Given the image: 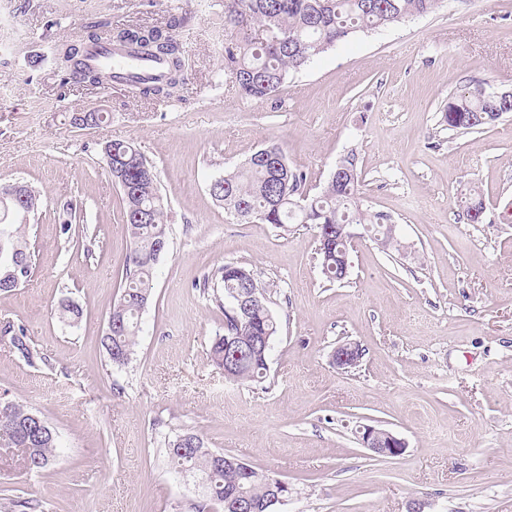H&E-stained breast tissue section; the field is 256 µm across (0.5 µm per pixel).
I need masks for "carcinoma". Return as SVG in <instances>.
<instances>
[{
  "label": "carcinoma",
  "instance_id": "cac0c4a2",
  "mask_svg": "<svg viewBox=\"0 0 512 512\" xmlns=\"http://www.w3.org/2000/svg\"><path fill=\"white\" fill-rule=\"evenodd\" d=\"M440 0H224V69L238 91L255 102L274 101L290 72L311 63L317 56L359 33L386 28L409 18L435 11ZM187 16H173L165 26L129 25L95 31L89 40H107L133 46L167 61L166 74L151 84H130L139 97L165 100L188 81L187 46L177 30ZM85 48L68 47L75 63L59 62L55 72L60 86L87 82L94 70L84 63ZM512 114V92L495 93L493 85L478 81L468 90L448 97L442 122L457 133L483 129ZM112 179L121 192L124 224L130 241L124 285L109 314L102 346L112 366L127 365L135 354L140 318L153 295L155 266L161 255L159 243L168 244L165 224L167 200L158 186L154 167L133 143L112 140ZM307 174L293 167L281 144L266 143L237 170L211 183L210 194L237 220L251 219L288 230L290 224L317 228L316 254L321 273L329 282H341L348 270L346 231L351 224H367L383 247L399 250L400 242L389 227L390 218L361 208L357 167L331 178L323 191L310 198L304 194ZM24 200L13 207L15 218L0 222V292L22 286L23 273H32L35 255L24 239L26 216L39 206L35 190L25 184ZM485 204L477 192L465 200L462 219L484 223ZM217 287L233 300L224 309V334L214 338L210 361L230 381L259 382L268 371L267 352L254 345L259 336L275 339L278 324L266 303L265 289L247 267L234 262L219 269ZM60 317L77 323L82 309L72 301L61 303ZM31 364L39 359L25 339L23 329L6 325L0 332ZM23 405L0 394V448L21 451L29 473H43L56 458L58 433L49 422L46 431L29 429ZM167 457L175 473L199 478L203 499L195 512H273L274 475L232 455L207 448L191 431L176 434L167 442Z\"/></svg>",
  "mask_w": 512,
  "mask_h": 512
}]
</instances>
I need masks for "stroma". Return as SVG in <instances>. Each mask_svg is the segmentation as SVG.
<instances>
[{
    "instance_id": "1",
    "label": "stroma",
    "mask_w": 512,
    "mask_h": 512,
    "mask_svg": "<svg viewBox=\"0 0 512 512\" xmlns=\"http://www.w3.org/2000/svg\"><path fill=\"white\" fill-rule=\"evenodd\" d=\"M184 11L179 98L146 101L117 83L60 94L52 49L93 25H160ZM223 46L224 0H0V182L41 198L25 230L36 266L0 293V326L22 325L40 360L0 343V393L59 434L39 475L0 448V490L43 512H194L197 486L165 452L189 429L288 482L280 512H512V224L498 221L512 200V116L469 134L441 124L464 86L512 88V0H442L358 34L291 74L274 105L239 94ZM98 109L106 124L72 127V113ZM110 140L154 165L170 239L119 369L100 343L128 247ZM271 140L312 196L355 153L361 202L391 218L402 251L351 225L349 276L331 283L312 225L283 233L224 211L210 183ZM472 188L480 224L460 216ZM227 262L253 271L279 322L260 384L226 380L208 359L224 310L203 283ZM65 298L83 310L77 325L59 317ZM344 342L363 351L351 371L330 358ZM366 425L403 439L404 453L365 448Z\"/></svg>"
}]
</instances>
